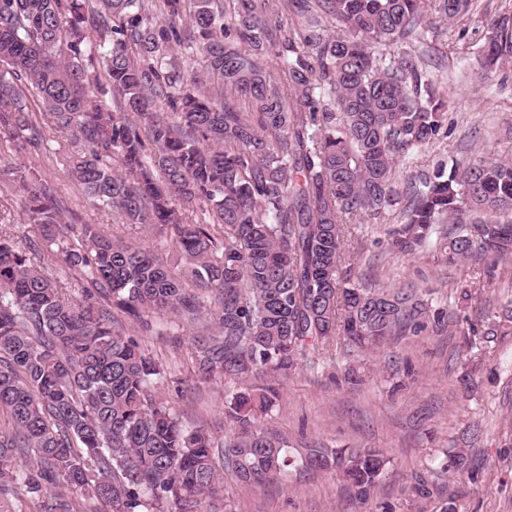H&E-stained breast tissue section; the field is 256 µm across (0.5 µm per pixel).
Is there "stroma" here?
Wrapping results in <instances>:
<instances>
[{
  "label": "stroma",
  "instance_id": "stroma-1",
  "mask_svg": "<svg viewBox=\"0 0 512 512\" xmlns=\"http://www.w3.org/2000/svg\"><path fill=\"white\" fill-rule=\"evenodd\" d=\"M492 21L512 29V0H472L469 15L436 19L435 34L411 37L407 52L417 57L449 103L443 138L399 159V182L441 163L464 165L487 153L512 158V57L502 59L485 82L472 79ZM49 146V156L40 160L42 171L72 201L80 223L149 246L165 260L176 259L171 240L118 223L111 212L77 192L63 161L67 143L59 133H51ZM399 219L393 210L383 223L351 225L352 279L389 288L412 282L429 289L433 312L446 313V320L427 319L420 335L395 338L367 355L369 376L356 391L333 382L329 354H314L298 373L280 382V397L262 418L263 426L280 432L296 448L321 443L383 449L392 460L391 475L363 504L352 502L345 484L329 472H292L261 486L228 478L215 502L217 512H439L450 502L458 512H512V335L485 336L487 328L502 322V306L512 300V263L493 267L470 260L446 266L429 254L396 253L384 227ZM468 282L473 288L466 293L462 286ZM163 324L159 334L129 327L146 356L164 369L153 395L166 401L184 424L209 427L216 441H223L229 385L220 378L205 382L197 377L191 345L195 328L171 317ZM391 356L398 368L411 370L407 391L395 400L387 394ZM467 369L475 372L469 390L459 382ZM462 448L470 456V471L441 473L439 460ZM418 475L436 492L417 502L405 487Z\"/></svg>",
  "mask_w": 512,
  "mask_h": 512
}]
</instances>
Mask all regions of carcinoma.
Segmentation results:
<instances>
[{
	"mask_svg": "<svg viewBox=\"0 0 512 512\" xmlns=\"http://www.w3.org/2000/svg\"><path fill=\"white\" fill-rule=\"evenodd\" d=\"M303 19L281 21L284 6ZM455 19L470 0H0V148L19 162L0 170L40 243L21 248L0 230V491L17 484L38 512H78L83 490L112 512H203L224 476L278 482L290 469L333 472L367 500L391 473L380 448L308 446L260 427L284 380L313 354L340 349L336 385L365 382L363 355L427 314L418 288L351 281L352 220L378 221L401 253L439 233L437 259L512 261V161L438 165L399 187L397 159L443 129L447 100L407 51L425 8ZM202 60L187 69L174 48ZM512 54L495 29L484 71ZM118 97L102 104L106 88ZM39 98L32 102L26 90ZM68 143L78 193L120 223L169 238L197 284L146 246L113 245L78 224L32 160L47 132ZM49 248L86 283L82 298L31 263ZM205 319L193 337L195 369L236 385L221 465L215 437L185 425L151 388L164 375L116 314ZM464 452L446 472L465 471Z\"/></svg>",
	"mask_w": 512,
	"mask_h": 512,
	"instance_id": "obj_1",
	"label": "carcinoma"
}]
</instances>
